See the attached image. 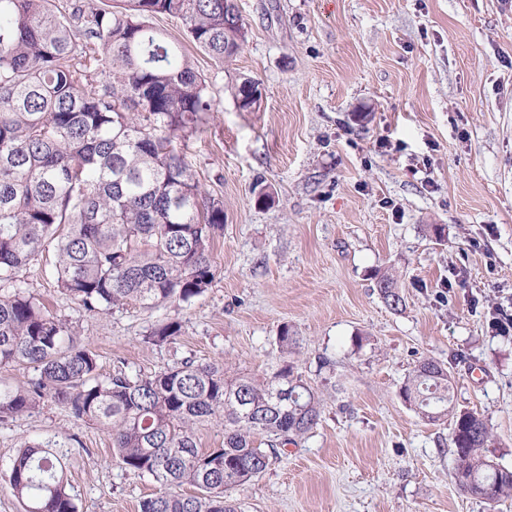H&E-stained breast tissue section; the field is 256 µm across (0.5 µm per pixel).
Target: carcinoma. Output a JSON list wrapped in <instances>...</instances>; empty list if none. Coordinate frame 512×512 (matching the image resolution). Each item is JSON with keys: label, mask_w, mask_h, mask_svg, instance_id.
<instances>
[{"label": "carcinoma", "mask_w": 512, "mask_h": 512, "mask_svg": "<svg viewBox=\"0 0 512 512\" xmlns=\"http://www.w3.org/2000/svg\"><path fill=\"white\" fill-rule=\"evenodd\" d=\"M53 2L0 0V366L36 372L0 383V420L54 399L110 436L127 473L165 487L140 512H236L230 491L319 419V397L292 365L285 360L261 379L230 378L222 362L185 359L102 380L96 355L15 274L53 246L58 290L93 314L188 302L211 286L224 208L201 189L174 140L202 124L216 101L183 45L150 20L179 18L189 40L222 64L245 38L242 26L224 28V15L242 17L234 0H121L118 9L67 0L62 11ZM235 99L239 110L255 111L260 83L243 79ZM377 288L398 307L394 279L381 276ZM180 332V322L167 321L146 339L172 343ZM401 393L422 418L452 421L460 490L491 508L512 499V470L484 455L487 421L456 412L442 364L419 361ZM214 419L224 442L203 450L196 426ZM258 438L270 452L255 446ZM0 480L24 512H79L48 444L21 442Z\"/></svg>", "instance_id": "carcinoma-1"}]
</instances>
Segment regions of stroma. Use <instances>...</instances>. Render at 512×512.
Returning a JSON list of instances; mask_svg holds the SVG:
<instances>
[{"mask_svg":"<svg viewBox=\"0 0 512 512\" xmlns=\"http://www.w3.org/2000/svg\"><path fill=\"white\" fill-rule=\"evenodd\" d=\"M246 36L230 62L184 42L218 103L178 141L224 205L200 296L87 312L56 290L54 252L19 272L98 358L149 374L182 359L261 378L290 362L317 392L316 426L234 491L242 512H512L462 493L450 424L399 391L418 361L448 371L456 409L484 417L486 453L512 469V0H236ZM257 80L263 100L240 111ZM402 298L390 308L376 281ZM176 320L175 343L152 327ZM300 342L283 355L278 336ZM55 440L80 512H140L160 492L112 441L48 400L0 421V469L22 439ZM236 104L239 110L253 112L260 107L262 91L260 83L246 78L238 85L235 92Z\"/></svg>","mask_w":512,"mask_h":512,"instance_id":"35a3bbf8","label":"stroma"}]
</instances>
